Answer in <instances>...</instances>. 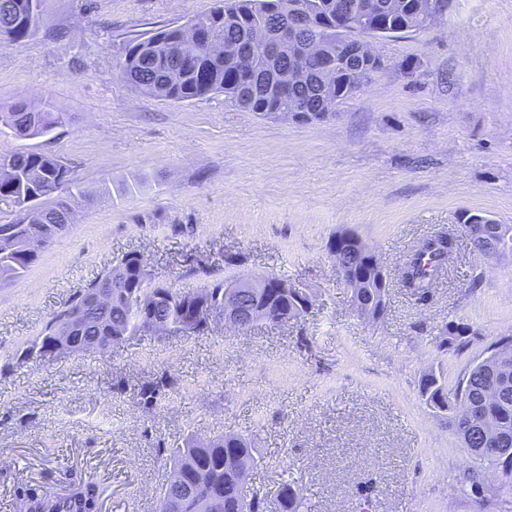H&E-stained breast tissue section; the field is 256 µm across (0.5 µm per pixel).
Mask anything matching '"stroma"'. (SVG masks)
Here are the masks:
<instances>
[{
    "label": "stroma",
    "instance_id": "1",
    "mask_svg": "<svg viewBox=\"0 0 512 512\" xmlns=\"http://www.w3.org/2000/svg\"><path fill=\"white\" fill-rule=\"evenodd\" d=\"M215 0H46L43 23L0 47V113H64L37 137L0 129V155L64 161L84 187L68 231L0 282V512L83 482L99 512H156L187 434L249 437L263 492L295 484L306 512H512L463 481L470 455L429 406L424 374L455 386L512 334V249L474 252L459 222L512 226V0H448L431 25L379 38L386 68L322 121L273 119L223 95L174 103L116 63L129 38L181 25ZM354 233L389 278L383 316L355 311L329 245ZM447 233L454 252L427 300L402 288L408 255ZM153 281L274 276L307 311L245 332L134 336L104 354L11 364L63 303L128 253ZM470 329L446 349V324ZM165 387L146 399L157 381Z\"/></svg>",
    "mask_w": 512,
    "mask_h": 512
}]
</instances>
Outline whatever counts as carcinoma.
Returning <instances> with one entry per match:
<instances>
[{"label":"carcinoma","mask_w":512,"mask_h":512,"mask_svg":"<svg viewBox=\"0 0 512 512\" xmlns=\"http://www.w3.org/2000/svg\"><path fill=\"white\" fill-rule=\"evenodd\" d=\"M387 0H218L213 10L189 21L197 27L199 41L188 35V27L163 26L146 36L129 39L122 48L117 67L125 81L140 93L161 100L183 102L224 94V101L248 112L266 116L283 112L295 97L311 102L313 109L322 107L318 84H283L278 71L288 70V57L276 62L266 57L267 45L276 37L274 26L288 27L293 12L304 13L303 37L319 35L324 39L320 56L308 59L315 73L329 68L335 74L332 95L337 103L353 97L372 76L386 68L384 60L376 64L355 63L344 59L336 50V33L350 27V21L364 18L362 33L374 37L423 29L430 22L410 9L385 10ZM45 0H0V47L19 43L40 28ZM202 40H212L234 54L213 53ZM64 121V113L35 109L18 104L0 114V122L21 137L42 136ZM0 200L18 207L11 224L15 238L0 241V281L18 279L29 270L37 255L26 252L24 243L30 225L44 226L42 247L57 237L53 225L66 223L65 215L74 212L79 202L95 199V194L78 187L71 169L58 157L41 152H14L0 156ZM465 230L472 224L484 225L481 234L470 235L475 251L494 255L512 246V234L502 230L512 227L496 223L485 214L465 212L460 216ZM453 241L439 235L423 242L406 262L402 285L423 300L429 295L433 280L450 260ZM340 266L358 270L364 257L357 246L347 244L338 257ZM118 264L126 278L149 276L147 266L137 254L122 257ZM79 293L65 303L53 319L25 349L33 350L40 338L50 335L54 324L72 307L82 302ZM224 304V281L208 285V292L180 294V300H161L157 313L190 333L207 328V312ZM271 312L288 320L306 312L303 301L291 292H275L261 301ZM149 311L126 303L112 302L101 317L91 318L88 336H134L149 331ZM420 393L433 408L448 411V425L467 448L478 468L471 471V489L480 500L489 502L503 491L512 490V336L495 342L489 355L468 367L457 385L447 387L435 373L424 375ZM478 413L493 423L498 436L492 442L480 433L464 436L468 414ZM170 469L176 481L163 489V495H178L176 512H202L209 499L224 501V512H301L299 490L291 483L281 484L273 496L244 491L251 470L257 465L248 439L224 434L206 441L188 436L182 446L170 450ZM493 472L499 483L484 485V473ZM31 512H94L98 507L99 489L92 482L83 483L66 496L31 493L25 496Z\"/></svg>","instance_id":"cac0c4a2"}]
</instances>
